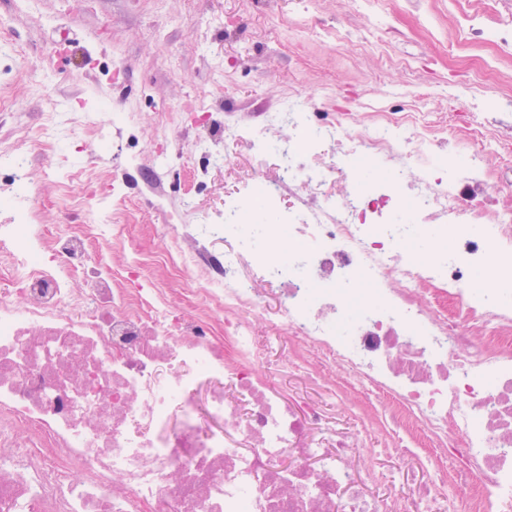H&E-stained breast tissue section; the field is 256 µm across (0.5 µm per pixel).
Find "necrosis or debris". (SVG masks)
<instances>
[{"instance_id":"4bbe7bcc","label":"necrosis or debris","mask_w":512,"mask_h":512,"mask_svg":"<svg viewBox=\"0 0 512 512\" xmlns=\"http://www.w3.org/2000/svg\"><path fill=\"white\" fill-rule=\"evenodd\" d=\"M322 0H295L294 52L311 39L348 41L318 26ZM449 62L484 87L468 115L429 110L439 90L378 105H340L326 85H293L256 107L231 90L223 55L209 75L222 96L192 111L161 103L151 161L126 152L143 115L104 101V115L31 116L0 102V512H512V90L490 58H512V0H453ZM372 19L381 66L416 60L385 38L398 11L431 34L438 0H355ZM86 135L79 158L65 148ZM244 151L263 169L223 209L191 194L151 208L177 232L150 260L191 280L181 308L163 289L88 262L134 209L116 180L105 212L72 202L118 160L150 184L199 158L196 176ZM53 156L63 209L82 223L38 221L28 177ZM82 281L74 291L73 281ZM274 287L298 370L324 398H290L257 371L255 324ZM386 448L337 429L348 396ZM423 464L410 500L382 483L377 455Z\"/></svg>"}]
</instances>
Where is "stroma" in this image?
Here are the masks:
<instances>
[{"mask_svg": "<svg viewBox=\"0 0 512 512\" xmlns=\"http://www.w3.org/2000/svg\"><path fill=\"white\" fill-rule=\"evenodd\" d=\"M292 8L291 0H283L275 15L263 12L251 0H167L161 10L155 0H0V27L12 33L11 38H0V97L13 100L24 112H46L54 102L62 107L79 103L93 112L104 99L135 102L145 89L158 101L192 104L213 91L200 54L203 37L212 51L239 63L234 93L242 101L276 98L302 68L307 71L305 90H312L329 74L336 76L341 89L354 87L352 73L337 70L323 45L310 46L306 65H299L288 48ZM214 12L242 15L248 40L206 32ZM411 27L408 17L397 16L390 48L417 58L415 75L382 74L371 83L372 97L391 89L408 92L423 83L441 87L458 83V76L437 63L436 43L414 37ZM116 59L128 65L120 84L112 80ZM49 169V158L40 154L30 163L31 181L40 193V219L53 225L62 215ZM254 173L249 155L238 152L232 169L207 177L199 188L200 205L221 206L225 195ZM172 233L162 215L154 214L149 223L130 229L135 248L102 242L94 245L92 260L106 271L119 268L132 261L136 252H151ZM255 334L267 348L260 371L275 390L322 399V389L288 365L291 346L281 336L277 315L257 323Z\"/></svg>", "mask_w": 512, "mask_h": 512, "instance_id": "1", "label": "stroma"}]
</instances>
